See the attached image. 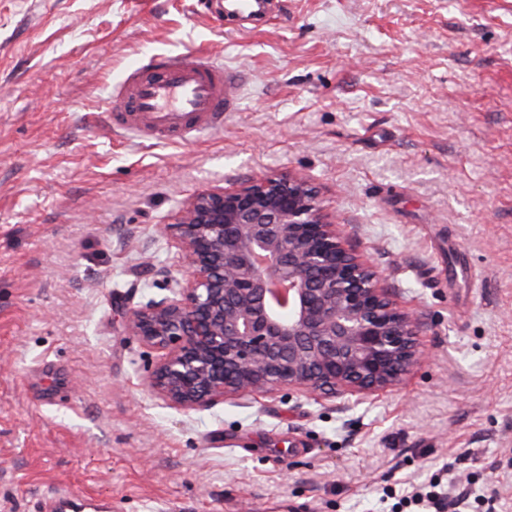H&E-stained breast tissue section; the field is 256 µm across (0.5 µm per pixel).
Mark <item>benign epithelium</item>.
I'll return each mask as SVG.
<instances>
[{
    "label": "benign epithelium",
    "instance_id": "obj_1",
    "mask_svg": "<svg viewBox=\"0 0 512 512\" xmlns=\"http://www.w3.org/2000/svg\"><path fill=\"white\" fill-rule=\"evenodd\" d=\"M173 296L128 308L161 352L148 391L185 410L247 393L325 396L398 384L422 358L415 314L344 246L313 186L293 175L194 195L165 225Z\"/></svg>",
    "mask_w": 512,
    "mask_h": 512
}]
</instances>
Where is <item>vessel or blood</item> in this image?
<instances>
[{
    "label": "vessel or blood",
    "instance_id": "vessel-or-blood-1",
    "mask_svg": "<svg viewBox=\"0 0 512 512\" xmlns=\"http://www.w3.org/2000/svg\"><path fill=\"white\" fill-rule=\"evenodd\" d=\"M233 75L208 55L170 54L134 64L113 92L116 127L158 142L219 131L238 100Z\"/></svg>",
    "mask_w": 512,
    "mask_h": 512
}]
</instances>
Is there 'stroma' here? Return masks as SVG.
Wrapping results in <instances>:
<instances>
[{
    "mask_svg": "<svg viewBox=\"0 0 512 512\" xmlns=\"http://www.w3.org/2000/svg\"><path fill=\"white\" fill-rule=\"evenodd\" d=\"M173 50L239 110L119 134L113 85ZM273 174L316 188L424 358L368 395L171 405L122 325L175 286L161 227ZM433 481L512 512V0H0V512L62 485L77 512H390ZM225 12L246 17H258L264 14V6L267 0H227Z\"/></svg>",
    "mask_w": 512,
    "mask_h": 512,
    "instance_id": "1",
    "label": "stroma"
}]
</instances>
